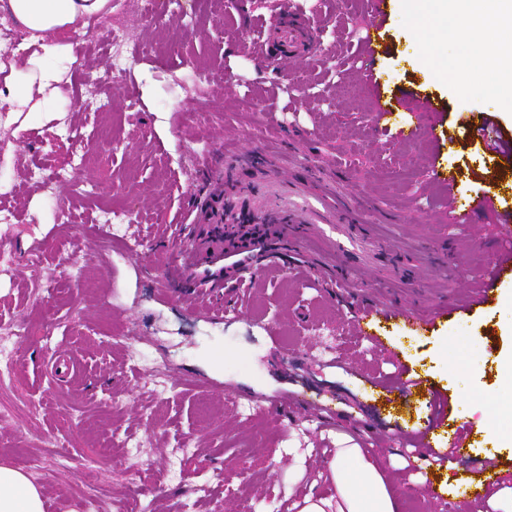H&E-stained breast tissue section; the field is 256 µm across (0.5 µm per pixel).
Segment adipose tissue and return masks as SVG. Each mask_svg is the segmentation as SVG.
I'll return each instance as SVG.
<instances>
[{
    "instance_id": "ef3b65f1",
    "label": "adipose tissue",
    "mask_w": 512,
    "mask_h": 512,
    "mask_svg": "<svg viewBox=\"0 0 512 512\" xmlns=\"http://www.w3.org/2000/svg\"><path fill=\"white\" fill-rule=\"evenodd\" d=\"M411 17H430L433 37L469 39L485 31L481 56L497 86L512 87V57L496 49L499 37L512 32V8L502 0H407ZM35 51L28 57L0 63L8 71V92L14 102L28 103L60 80L63 47L58 39L80 33L90 20L110 12V0H0ZM327 493H309L298 501V512H398L397 498L380 461L349 435L336 436L327 466ZM0 512H45L44 496L27 474L0 465Z\"/></svg>"
}]
</instances>
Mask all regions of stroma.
<instances>
[{"label": "stroma", "instance_id": "obj_1", "mask_svg": "<svg viewBox=\"0 0 512 512\" xmlns=\"http://www.w3.org/2000/svg\"><path fill=\"white\" fill-rule=\"evenodd\" d=\"M104 25L123 30L129 52L121 73L104 53L96 27L70 35L75 63L63 66L50 105L34 97L23 112H0V322L25 323L0 366V462L21 465L46 497V512H74L87 494L81 465L99 461L98 512H116L133 480L164 478L166 490L144 512H280L296 469L308 488L330 457L336 433L371 449L398 488L400 512H459L453 492L420 493L408 443H390L357 422L359 376L389 377L396 361L448 395V424L464 430L473 459L492 447L487 417L512 407V277L491 303L437 319L411 336L390 328L379 342L355 331L357 306L401 304L419 312L465 305L497 251L492 215L448 221V190L427 174L431 160L466 173L463 189L481 197L488 182L512 187V160L487 169V122L512 137V89L467 95L493 73L472 43L437 40L439 62H455L452 80L417 62L426 21L410 20L405 0H387L386 47L369 62L361 37L366 0H288L316 39L300 61L280 60L282 11L266 0H111ZM262 28L254 44L244 33ZM373 70L379 89L364 73ZM103 80L89 121L74 102L77 77ZM406 94L410 107L435 109L453 150L435 153L425 139L399 138L396 127L366 120L379 98ZM204 112L206 132L184 129L180 110ZM250 151L252 164L225 167V155ZM63 169L54 192L24 172ZM282 175L323 188L354 208L362 232L386 242L382 268L362 270L351 289L337 287L342 261L318 239L294 246L291 260L319 278L300 279L260 256L216 293H192L171 277L192 232L198 199ZM125 215V246L111 244L107 207ZM452 263L453 278L439 265ZM172 290L161 299V287ZM223 351L222 367L210 355ZM308 386L313 408L267 414L270 401ZM68 441L72 458L50 451Z\"/></svg>", "mask_w": 512, "mask_h": 512}]
</instances>
